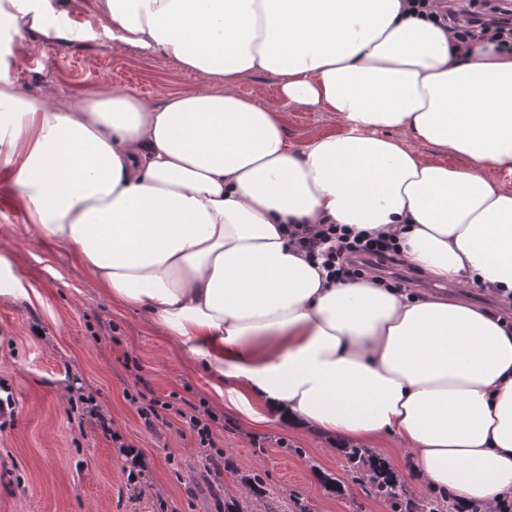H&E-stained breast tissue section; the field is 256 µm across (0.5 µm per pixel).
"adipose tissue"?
<instances>
[{
	"label": "adipose tissue",
	"instance_id": "obj_1",
	"mask_svg": "<svg viewBox=\"0 0 512 512\" xmlns=\"http://www.w3.org/2000/svg\"><path fill=\"white\" fill-rule=\"evenodd\" d=\"M51 0L0 5L17 52L65 37ZM113 44L207 88L161 103L99 87L70 104L0 78V183L40 239L163 326L216 404L331 438L391 439L420 487L488 512L512 497V326L444 296L336 283L292 224L394 235L440 282L512 294V49L458 45L406 0H98ZM270 73L345 131L291 146L242 96ZM418 140L468 161H423Z\"/></svg>",
	"mask_w": 512,
	"mask_h": 512
}]
</instances>
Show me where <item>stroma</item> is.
I'll return each instance as SVG.
<instances>
[{
	"label": "stroma",
	"instance_id": "stroma-1",
	"mask_svg": "<svg viewBox=\"0 0 512 512\" xmlns=\"http://www.w3.org/2000/svg\"><path fill=\"white\" fill-rule=\"evenodd\" d=\"M0 75L23 93L63 102L99 86L159 102L171 91L198 92L204 83L173 60L113 47L109 38L48 41L27 55L0 52ZM237 90L279 112L288 139L304 148L344 128L329 112L289 105L272 75L240 80ZM0 255L21 286L0 293V385L16 401L13 421L0 427V512H224L227 482L261 475L262 492L240 498L243 512H266L269 497L299 499L310 512H389L369 497L342 451L313 428L279 420L247 427L233 407L223 410L216 446L226 469L207 470L194 436L178 416L148 431L126 392L149 385L183 409L213 406V379L171 348L164 329L112 298L65 248L35 238L24 207L0 187ZM415 291L445 295L512 317V300L475 284L438 282L421 269L395 266ZM139 363V370L126 366ZM95 390L112 428L145 456L139 488L127 462L94 419L71 409L77 387ZM340 479L336 492L327 478Z\"/></svg>",
	"mask_w": 512,
	"mask_h": 512
}]
</instances>
